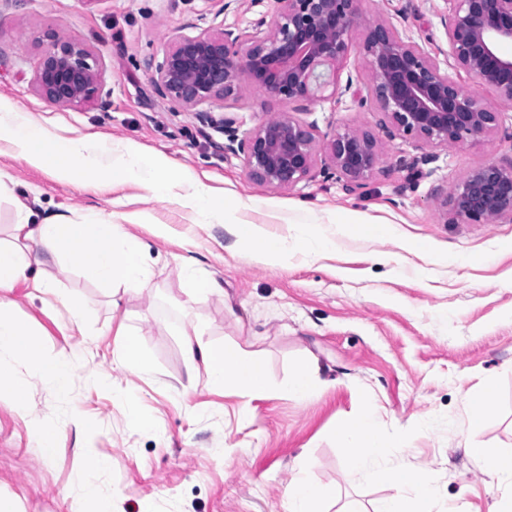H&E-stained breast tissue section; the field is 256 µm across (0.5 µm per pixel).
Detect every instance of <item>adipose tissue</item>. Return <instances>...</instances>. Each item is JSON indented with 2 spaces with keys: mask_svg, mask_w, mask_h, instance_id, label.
I'll return each instance as SVG.
<instances>
[{
  "mask_svg": "<svg viewBox=\"0 0 512 512\" xmlns=\"http://www.w3.org/2000/svg\"><path fill=\"white\" fill-rule=\"evenodd\" d=\"M13 241L0 244V401L23 409L25 395L13 384L7 369L11 362H25L32 373L57 394H69L78 369L75 355L41 351L37 335L12 310L7 294L18 285L31 283L39 292L62 304L70 299L57 282L38 274L45 260L67 261L81 268L89 278L112 291H132L146 287L154 276L143 258L144 245L129 235L123 225L92 213L75 222L63 215H43L24 203L16 205ZM202 328L183 334L182 348L190 366V382L204 381L215 389H233L254 396L265 390V363L258 352L240 344L215 346L205 342ZM376 412L337 421L333 435L351 448L350 470L391 483L396 492L382 499L375 512H429L433 498L429 473L404 466H392L393 446L375 428ZM110 458L94 450L85 454L84 512H112V493L97 480L109 468ZM326 490L315 481L308 468L298 467L288 488L287 512H321Z\"/></svg>",
  "mask_w": 512,
  "mask_h": 512,
  "instance_id": "ef3b65f1",
  "label": "adipose tissue"
}]
</instances>
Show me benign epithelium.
<instances>
[{"label": "benign epithelium", "instance_id": "7a95c632", "mask_svg": "<svg viewBox=\"0 0 512 512\" xmlns=\"http://www.w3.org/2000/svg\"><path fill=\"white\" fill-rule=\"evenodd\" d=\"M362 2L278 0L279 7L249 29L176 35L151 72L154 90L222 130L224 152L242 157L248 176L274 189H293L318 168L354 192L380 164L370 132L349 126L322 132L294 116L313 102L336 104L348 94L356 111L386 114L389 136L420 148L456 146L499 129L501 114L512 109V55L501 51L512 43V0H444L439 13L446 66L494 91V106L462 89L436 57L395 27L369 21ZM47 39L35 68L38 92L61 106L92 101L100 80L95 56L57 32ZM354 48L367 64V80L357 86L350 77L340 79ZM243 79L292 104V111L239 136L233 104ZM443 205L456 224L512 222V158L474 169L445 194Z\"/></svg>", "mask_w": 512, "mask_h": 512}]
</instances>
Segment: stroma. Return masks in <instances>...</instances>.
Here are the masks:
<instances>
[{
    "mask_svg": "<svg viewBox=\"0 0 512 512\" xmlns=\"http://www.w3.org/2000/svg\"><path fill=\"white\" fill-rule=\"evenodd\" d=\"M220 0H0V105L17 106L49 130L68 137L125 140L165 154L193 170L225 197L253 200L240 220L288 231L284 217L300 204L325 218L335 236L323 258L301 254L280 265L250 262L222 225L196 224L191 210L152 198L133 184L102 183L82 189L28 165L0 141V176L13 196L0 200V238L8 239L15 201L45 214L72 218L88 212L110 217L149 247L152 281L113 302L111 292L63 262L46 265L70 306L46 305L32 286L11 293L14 313L35 331L44 351L75 354L79 373L62 396L12 363L26 393V409L0 402V501L15 512H81L84 449L110 456L98 476L112 492L113 512H285V493L298 466L336 492L338 512L350 501L372 512L392 489L363 482L347 467L349 451L336 443V422L378 409L379 431L393 443L394 464L428 471L437 503L461 512H490L502 488L471 451L512 452V223L450 224L439 198L473 169L512 156V111L501 128L476 142L437 149L431 174L413 181L402 160L418 155L412 141L389 137L381 112H357L350 100L316 102L298 118L320 130L350 126L377 138L381 162L357 192L342 180L314 174L293 189H273L247 176L241 157L224 151V134L202 126L193 112L163 102L150 81L152 67L173 35L225 26L245 29L275 0L221 12ZM368 17L393 25L428 52L445 46L439 22L443 0H365ZM57 31L97 57L101 82L94 103H49L34 85L45 35ZM282 100L243 87L235 115L240 133L287 111ZM389 224L387 236L335 235L336 214ZM138 223H129L131 215ZM174 234L157 237L155 225ZM424 242L425 252L408 251ZM485 256L463 265L460 255ZM197 258L223 296L189 301L180 258ZM79 311L82 329L71 313ZM139 334L154 371L142 376L118 360L116 330ZM205 341L251 344L266 362L267 392L246 397L190 383L181 334L196 326ZM318 369L326 389L309 402L277 390L298 363ZM111 384L96 389L87 377ZM497 388L494 408L480 427L469 421V393L486 382ZM150 420L131 427L125 403ZM80 407L93 425L77 435L67 418ZM59 429L51 459L34 446L37 429Z\"/></svg>",
    "mask_w": 512,
    "mask_h": 512,
    "instance_id": "1",
    "label": "stroma"
}]
</instances>
